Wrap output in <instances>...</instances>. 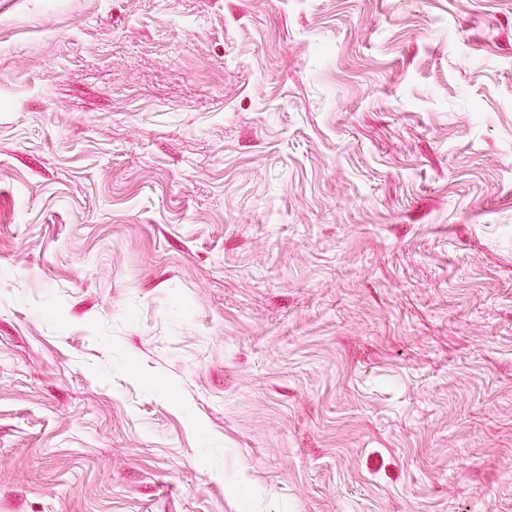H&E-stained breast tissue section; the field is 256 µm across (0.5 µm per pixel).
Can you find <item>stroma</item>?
I'll return each mask as SVG.
<instances>
[{"instance_id": "1", "label": "stroma", "mask_w": 512, "mask_h": 512, "mask_svg": "<svg viewBox=\"0 0 512 512\" xmlns=\"http://www.w3.org/2000/svg\"><path fill=\"white\" fill-rule=\"evenodd\" d=\"M0 512H512V0H0Z\"/></svg>"}]
</instances>
